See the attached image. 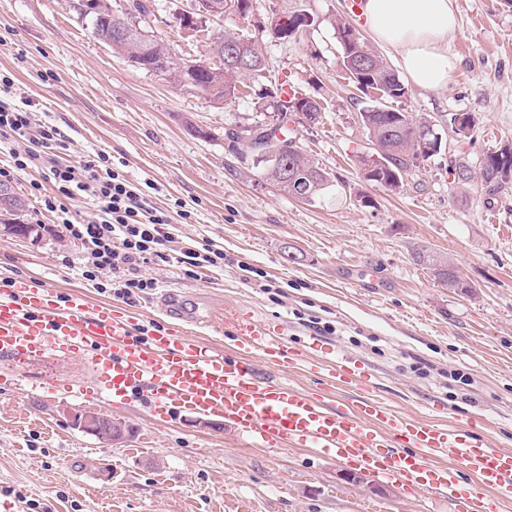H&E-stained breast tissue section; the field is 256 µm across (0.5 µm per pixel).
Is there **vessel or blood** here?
I'll use <instances>...</instances> for the list:
<instances>
[{
    "label": "vessel or blood",
    "instance_id": "b4317fda",
    "mask_svg": "<svg viewBox=\"0 0 512 512\" xmlns=\"http://www.w3.org/2000/svg\"><path fill=\"white\" fill-rule=\"evenodd\" d=\"M161 309L167 325L145 333L137 317L95 308L84 293H62L37 277L8 278L0 281V357H77L90 373L79 388L85 397L136 400L171 422L186 413L221 420L256 446L304 448L405 491L446 497L456 512H504L512 503V450L493 447L481 421L447 427L372 398L331 399L338 387L368 390L372 375L321 338L291 344L282 326L228 306L218 348L186 334L203 320L197 307L166 299ZM253 352L273 375H260L248 359ZM290 367L309 373L314 389L277 379ZM447 454L454 465L438 464Z\"/></svg>",
    "mask_w": 512,
    "mask_h": 512
}]
</instances>
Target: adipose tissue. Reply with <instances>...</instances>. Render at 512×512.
<instances>
[{
  "mask_svg": "<svg viewBox=\"0 0 512 512\" xmlns=\"http://www.w3.org/2000/svg\"><path fill=\"white\" fill-rule=\"evenodd\" d=\"M362 13L376 42L398 52L414 84L447 86L455 64L448 52L457 27L454 0H365Z\"/></svg>",
  "mask_w": 512,
  "mask_h": 512,
  "instance_id": "ef3b65f1",
  "label": "adipose tissue"
}]
</instances>
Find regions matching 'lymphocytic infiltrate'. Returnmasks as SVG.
I'll use <instances>...</instances> for the list:
<instances>
[{
    "label": "lymphocytic infiltrate",
    "instance_id": "lymphocytic-infiltrate-1",
    "mask_svg": "<svg viewBox=\"0 0 512 512\" xmlns=\"http://www.w3.org/2000/svg\"><path fill=\"white\" fill-rule=\"evenodd\" d=\"M0 145L11 158L0 167V183L28 170L42 171L57 194L45 199L50 211H64L65 200L84 196L96 208L94 220L81 224L63 219V232L82 250L85 280L96 281L102 272L115 273L114 296L132 301L156 286L140 274L142 264L165 258L174 237L167 213L150 205L144 193L134 188L118 171L109 155L99 153L74 167L59 161L57 152L65 143L59 129L38 124L27 106L0 100Z\"/></svg>",
    "mask_w": 512,
    "mask_h": 512
}]
</instances>
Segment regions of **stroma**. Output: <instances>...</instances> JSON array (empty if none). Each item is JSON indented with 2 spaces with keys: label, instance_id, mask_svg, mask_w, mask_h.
<instances>
[{
  "label": "stroma",
  "instance_id": "stroma-1",
  "mask_svg": "<svg viewBox=\"0 0 512 512\" xmlns=\"http://www.w3.org/2000/svg\"><path fill=\"white\" fill-rule=\"evenodd\" d=\"M149 5L139 27L178 56L209 62L206 39L171 24L190 0ZM455 5L449 50L457 65L447 87L413 85L396 103L434 121L441 149L390 192L364 182L355 161L370 146L359 121L368 99L343 77L331 25L340 16L360 26L349 0H256L246 17L207 22L212 32L242 28L266 59L264 74L220 106L132 66L92 36L70 0H0V74L13 81L7 101L31 99L36 122L59 127L63 163L104 152L121 160L134 185L151 182L150 202L169 215L180 246L224 251L223 266L198 279L176 260H152L141 273L156 289L131 302L116 298L111 272L95 284L82 278L79 245L42 203L56 190L32 170L0 185L9 197L0 201V279L39 277L116 311L136 309L150 325L161 320L156 300L166 290L187 295L217 323L225 307H243L259 322L283 324L289 341L319 336L365 362L373 397L393 409L423 418L437 401L440 423L483 418L491 444L512 448V189L489 196L452 175L459 163L512 142V7ZM295 9L314 25L285 42L272 38L269 18ZM284 81L326 107L315 125L293 126L301 151L330 175L309 200L283 193L224 146L225 129L264 117L269 92ZM463 112L477 118L466 139L448 123ZM9 224L37 225L38 236L16 237ZM416 248L452 262L473 295L440 284L414 262ZM50 364L52 389L0 395V512H23L28 498L38 512H456L448 499L407 495L368 475L345 481L344 465L302 448L254 447L228 423L192 414L165 423L136 403L74 398L67 385L86 377L83 364ZM453 370L468 373L470 384L453 381ZM65 406L135 434L99 442L71 428ZM105 468L111 479L101 478Z\"/></svg>",
  "mask_w": 512,
  "mask_h": 512
}]
</instances>
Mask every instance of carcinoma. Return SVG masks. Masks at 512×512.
<instances>
[{
	"label": "carcinoma",
	"instance_id": "cac0c4a2",
	"mask_svg": "<svg viewBox=\"0 0 512 512\" xmlns=\"http://www.w3.org/2000/svg\"><path fill=\"white\" fill-rule=\"evenodd\" d=\"M110 7L92 0L88 16L91 29L100 31L108 23ZM288 23L282 26L284 33L278 39L295 38L310 28L299 20L307 17L303 9L285 13ZM336 39L340 47V65L355 87L365 95L375 90L380 93L381 102L362 108L359 112L362 125L368 132L372 144L379 146L376 156H357L360 169L371 168V177L366 182L394 191L403 184L405 174L429 159L431 154L422 146L420 139L428 129L426 119L416 118L400 112L388 103L398 101L409 92L394 69L387 66L371 45L343 18L333 20ZM218 64L208 67L194 76L196 84L192 89L203 93L215 103H222L236 96L238 83L246 77H255L265 70V56L259 42L245 37L232 28H227L214 37ZM248 44L246 57L248 66L240 68L228 59V53L242 44ZM278 114L277 121L284 138L272 145L265 153L252 149L253 137L263 126L257 121L238 126L224 133V139L231 142V148L242 163H250L272 179L280 190L301 200H310L319 195L329 184V173L315 160L305 155L294 138L289 136L288 124L296 120L310 125L319 122L323 114L321 101L311 95L293 91L286 100L273 105ZM458 182L467 183L480 179L483 189L489 194L500 193L512 185V144H504L483 153L478 169L466 165L458 166L453 173ZM414 260L433 271L434 277L443 285L458 288L463 293L471 292L470 285L461 277L448 282L440 272L436 259L426 250L414 252Z\"/></svg>",
	"mask_w": 512,
	"mask_h": 512
}]
</instances>
